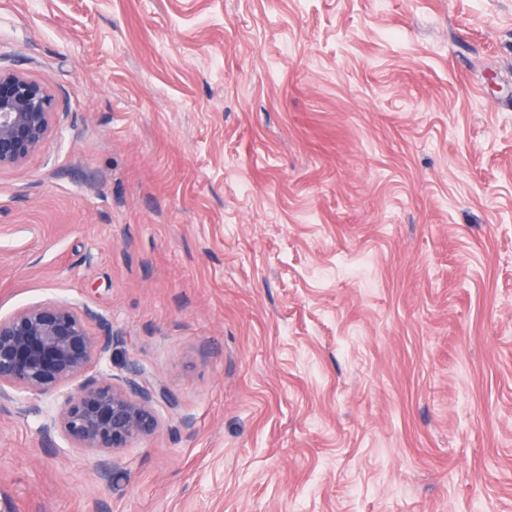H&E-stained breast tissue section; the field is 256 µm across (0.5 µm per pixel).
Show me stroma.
I'll list each match as a JSON object with an SVG mask.
<instances>
[{"label": "stroma", "instance_id": "35a3bbf8", "mask_svg": "<svg viewBox=\"0 0 512 512\" xmlns=\"http://www.w3.org/2000/svg\"><path fill=\"white\" fill-rule=\"evenodd\" d=\"M0 63V317L177 400L109 484L1 406L0 512H512V0H0ZM57 98L23 71L0 66V170L46 147L56 127Z\"/></svg>", "mask_w": 512, "mask_h": 512}]
</instances>
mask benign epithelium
<instances>
[{"mask_svg": "<svg viewBox=\"0 0 512 512\" xmlns=\"http://www.w3.org/2000/svg\"><path fill=\"white\" fill-rule=\"evenodd\" d=\"M57 98L28 74L0 66V170L26 162L54 134ZM94 314L68 303L28 305L0 318V402L24 406L30 396H54L45 411L44 437L58 430L77 448L106 454L101 479L116 468L107 454L153 435L155 405L176 399L152 375L134 369L112 374L106 347L91 332ZM97 368L99 378L86 377Z\"/></svg>", "mask_w": 512, "mask_h": 512, "instance_id": "7a95c632", "label": "benign epithelium"}]
</instances>
